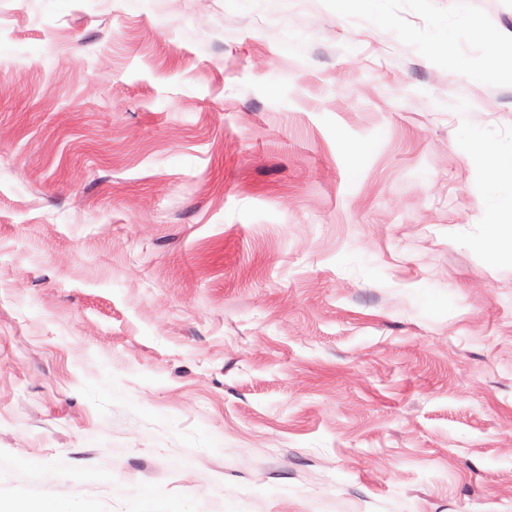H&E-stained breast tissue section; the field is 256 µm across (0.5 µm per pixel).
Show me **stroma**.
Masks as SVG:
<instances>
[{"label":"stroma","mask_w":512,"mask_h":512,"mask_svg":"<svg viewBox=\"0 0 512 512\" xmlns=\"http://www.w3.org/2000/svg\"><path fill=\"white\" fill-rule=\"evenodd\" d=\"M503 31L0 0V498L512 512V76L462 66ZM480 150L490 159L491 171L494 177L505 173L512 176V149L507 151L497 147L480 146Z\"/></svg>","instance_id":"obj_1"}]
</instances>
